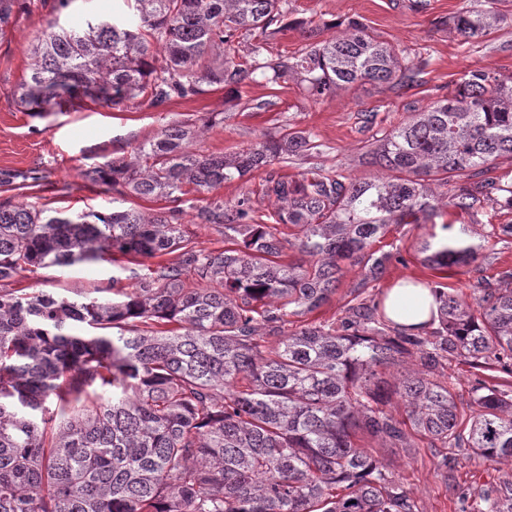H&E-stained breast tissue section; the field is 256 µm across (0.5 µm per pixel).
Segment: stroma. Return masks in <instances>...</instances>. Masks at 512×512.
Wrapping results in <instances>:
<instances>
[{"mask_svg":"<svg viewBox=\"0 0 512 512\" xmlns=\"http://www.w3.org/2000/svg\"><path fill=\"white\" fill-rule=\"evenodd\" d=\"M0 31V170H38L39 181H18L16 200L33 201L51 212L75 217L112 208L134 209L153 214L165 208L162 200L122 196L88 177L90 168L103 158H129L136 148L173 122H199L214 117L215 126L198 137L192 149L202 155H229L262 139L277 136L284 125L310 131L323 146L322 153L295 158L275 165L274 170L291 179L314 166L351 177H370L376 170L365 162L370 138L357 118L358 111L372 110L380 127L389 129L407 121V103L424 109L450 95L464 72L488 70L512 83V0H497L498 11L509 18L490 34L463 42L452 25L460 12L479 8L480 0H291L290 26L272 38L268 53L290 54L300 46L299 20L323 26L324 38L335 36L336 24L346 18L361 20L369 33L413 62L422 64L417 87L399 95L371 84L337 91L314 101L302 96L295 83L285 86L255 84L233 93L221 86L190 99L175 98L162 107H149L136 98L116 107L86 100L63 112L33 117L23 112L12 97L13 90L29 72L31 49L49 32L53 23L78 25L88 19L133 17L125 0H71L58 9L57 0H25ZM414 108V109H415ZM468 225L471 243L480 245L474 269L449 271L447 283L465 299H472L478 279L494 287L512 289V238L491 237L492 226L512 223V211L487 208L478 214L437 216L423 224L394 227L387 240L405 257V264L389 263L383 279L365 280L361 265L343 266L340 286L331 301L308 317H291V326L302 320L337 322L347 317L352 290L368 299L385 293L397 280L411 278L425 283L437 281L436 270L422 265L415 247L430 234L442 231L444 223ZM127 259L68 268L46 267L23 272L14 287L43 289L73 299L97 288L132 287L125 272ZM476 369L458 360L447 363L435 376L451 382L457 396L461 420L473 415L469 391ZM360 444L384 460L394 478L409 488L418 512H470L481 490L512 479V461L493 463L467 448H440L418 435L410 448H386L379 440L363 436Z\"/></svg>","mask_w":512,"mask_h":512,"instance_id":"35a3bbf8","label":"stroma"}]
</instances>
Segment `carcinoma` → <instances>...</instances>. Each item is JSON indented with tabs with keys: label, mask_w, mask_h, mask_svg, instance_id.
<instances>
[{
	"label": "carcinoma",
	"mask_w": 512,
	"mask_h": 512,
	"mask_svg": "<svg viewBox=\"0 0 512 512\" xmlns=\"http://www.w3.org/2000/svg\"><path fill=\"white\" fill-rule=\"evenodd\" d=\"M495 2L453 18L464 42L507 22ZM134 9L135 25H53L32 49L18 105L42 117L84 98L115 106L146 93L158 107L206 85L238 92L292 80L319 100L358 83L399 95L419 83L421 66L357 18L325 40L302 22L298 50L269 56L267 41L288 27V0H134ZM242 34L253 41L238 58ZM224 44L232 52L222 64L203 62ZM408 109L411 119L389 130L377 128L376 112L359 113L381 171L369 179L317 166L300 179L268 170L320 153L306 130L286 126L241 152L204 156L190 145L205 126L181 122L130 159L92 170L114 190L174 202L190 185L210 192L265 174L271 224L255 220L247 196L196 208L199 223L224 229L222 249L196 248L178 209L48 217L32 203L1 200L0 512H418L410 489L358 435L411 448L415 432L512 460V289L481 280L469 303L444 283L429 285L439 301L431 332L392 324L383 299L371 298L338 324L284 333L286 317L336 294L343 262L379 279L393 253L371 245L391 227L422 224L444 206L512 211V182L487 177L498 158H512V86L468 71L451 96ZM450 181L445 203L432 184ZM288 250L301 258L283 262ZM174 251L179 265L130 267L135 287L108 300L4 287L23 271ZM418 252L441 273L478 259L477 248L433 236ZM188 273L203 286L186 287ZM76 324L95 333L75 334ZM405 357L424 370L389 383L386 371ZM451 359L495 371L475 378L463 429L452 388L430 376ZM392 394L407 409L402 421L386 410ZM477 509L512 512V482L482 492Z\"/></svg>",
	"instance_id": "obj_1"
}]
</instances>
